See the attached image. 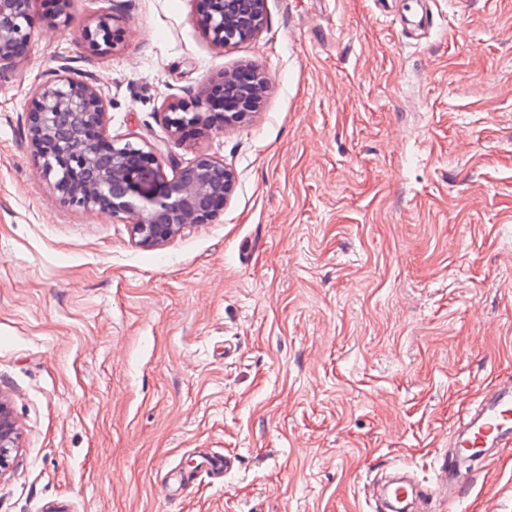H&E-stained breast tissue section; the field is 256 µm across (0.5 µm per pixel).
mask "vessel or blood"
<instances>
[{"label":"vessel or blood","mask_w":512,"mask_h":512,"mask_svg":"<svg viewBox=\"0 0 512 512\" xmlns=\"http://www.w3.org/2000/svg\"><path fill=\"white\" fill-rule=\"evenodd\" d=\"M512 446V379L501 380L486 389L476 405L460 417L448 437L447 451L439 452L434 482L416 488L405 481L386 485L375 494L373 484H365L363 494L374 512H407L411 499H418L419 512H434L436 504L453 501L466 481L457 465L466 457L485 466L490 453ZM235 455L214 453L203 461L204 473L212 478L224 476L237 465Z\"/></svg>","instance_id":"1"}]
</instances>
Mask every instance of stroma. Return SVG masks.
Instances as JSON below:
<instances>
[{
  "mask_svg": "<svg viewBox=\"0 0 512 512\" xmlns=\"http://www.w3.org/2000/svg\"><path fill=\"white\" fill-rule=\"evenodd\" d=\"M198 0H33L28 60L0 78V395L18 426L0 512H369L367 477L435 476L448 430L512 377V0H266L219 49ZM112 14L117 42L81 34ZM68 61L107 134L198 152L235 190L157 249L64 203L26 136ZM255 65L259 109L175 140L161 110ZM231 453L223 482L202 454ZM190 476L173 495L168 475ZM442 512H512V447Z\"/></svg>",
  "mask_w": 512,
  "mask_h": 512,
  "instance_id": "stroma-1",
  "label": "stroma"
}]
</instances>
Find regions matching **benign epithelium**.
<instances>
[{
  "mask_svg": "<svg viewBox=\"0 0 512 512\" xmlns=\"http://www.w3.org/2000/svg\"><path fill=\"white\" fill-rule=\"evenodd\" d=\"M33 0H0V76L15 70L32 48ZM197 23L217 47H228L257 36L265 22V0H201ZM113 17H97L83 29L87 47L111 45ZM63 62L35 86L27 112V136L43 171L55 178L54 188L71 205L112 215L130 228L144 248H159L197 224H208L233 193L235 172L224 160L200 152L193 163L169 177L158 151H140L133 163L131 145L106 136L108 103L92 76L77 80ZM218 86L186 104L171 101L163 117L175 138L189 130L219 133L255 112L267 91L261 69L226 68ZM18 428L0 396V475L11 466Z\"/></svg>",
  "mask_w": 512,
  "mask_h": 512,
  "instance_id": "obj_1",
  "label": "benign epithelium"
}]
</instances>
